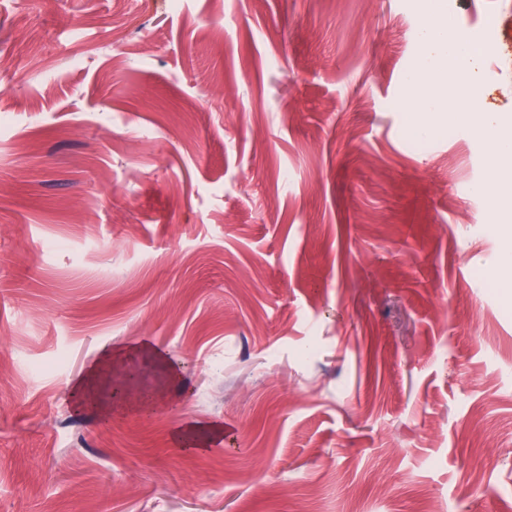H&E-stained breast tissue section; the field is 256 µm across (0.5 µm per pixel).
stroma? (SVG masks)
I'll return each mask as SVG.
<instances>
[{
	"label": "stroma",
	"instance_id": "1",
	"mask_svg": "<svg viewBox=\"0 0 512 512\" xmlns=\"http://www.w3.org/2000/svg\"><path fill=\"white\" fill-rule=\"evenodd\" d=\"M128 10L0 0V512H512V236L411 131L416 0Z\"/></svg>",
	"mask_w": 512,
	"mask_h": 512
}]
</instances>
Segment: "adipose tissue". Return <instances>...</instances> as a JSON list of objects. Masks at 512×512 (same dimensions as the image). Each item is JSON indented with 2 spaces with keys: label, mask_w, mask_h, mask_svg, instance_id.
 <instances>
[{
  "label": "adipose tissue",
  "mask_w": 512,
  "mask_h": 512,
  "mask_svg": "<svg viewBox=\"0 0 512 512\" xmlns=\"http://www.w3.org/2000/svg\"><path fill=\"white\" fill-rule=\"evenodd\" d=\"M419 10L423 18L422 51L406 83L407 100L425 107L415 128H432L437 102L449 100L451 120H476L484 132L488 150L487 191L496 198L506 195L512 191V141L498 134L500 114L478 111L468 91L472 75L462 68L469 54L468 45L462 36L448 29L446 0H421Z\"/></svg>",
  "instance_id": "1"
}]
</instances>
